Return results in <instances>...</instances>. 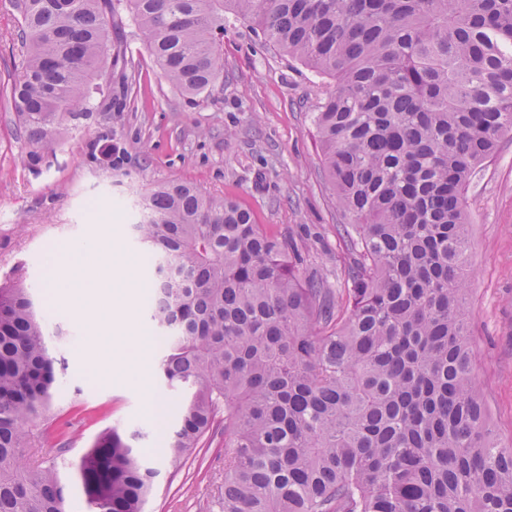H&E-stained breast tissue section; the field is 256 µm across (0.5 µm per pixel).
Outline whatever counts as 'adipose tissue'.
<instances>
[{
	"label": "adipose tissue",
	"mask_w": 512,
	"mask_h": 512,
	"mask_svg": "<svg viewBox=\"0 0 512 512\" xmlns=\"http://www.w3.org/2000/svg\"><path fill=\"white\" fill-rule=\"evenodd\" d=\"M137 262L93 244L54 252L45 274V295L51 306L79 310L99 328L85 350L90 376L118 375L130 390L146 388L147 343L133 324L140 296Z\"/></svg>",
	"instance_id": "obj_1"
}]
</instances>
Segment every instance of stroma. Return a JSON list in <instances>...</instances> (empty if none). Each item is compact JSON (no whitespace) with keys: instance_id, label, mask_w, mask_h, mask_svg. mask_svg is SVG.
I'll return each instance as SVG.
<instances>
[{"instance_id":"35a3bbf8","label":"stroma","mask_w":512,"mask_h":512,"mask_svg":"<svg viewBox=\"0 0 512 512\" xmlns=\"http://www.w3.org/2000/svg\"><path fill=\"white\" fill-rule=\"evenodd\" d=\"M20 19L0 0V281L24 267L29 287L42 289L46 257L91 239L137 257V278L151 287L153 270L132 235L136 194L155 182L180 180L228 196L249 209L268 234L292 240L304 276L340 287L344 263L336 227L346 218L325 174L312 114L332 88L323 78L265 41L260 30L224 18V78L209 92L187 98L155 65L128 10L112 19L110 51L117 64L99 84L116 105L69 125L30 166V147L10 107L21 45ZM471 219L472 285L467 300L474 371L491 426L512 442V140H503L471 182L465 198ZM51 349L66 370L54 406L71 423L67 442L43 438L35 453L77 459L108 426L143 427L145 458L157 486L147 512H224V432L209 435L199 452L172 468L166 448L179 395L157 374L164 343L145 309L148 393L127 390L116 378H89L82 350L89 325L42 305ZM67 342L54 340L57 330ZM160 401L159 417L145 411Z\"/></svg>"}]
</instances>
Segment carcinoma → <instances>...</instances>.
<instances>
[{
	"instance_id": "obj_1",
	"label": "carcinoma",
	"mask_w": 512,
	"mask_h": 512,
	"mask_svg": "<svg viewBox=\"0 0 512 512\" xmlns=\"http://www.w3.org/2000/svg\"><path fill=\"white\" fill-rule=\"evenodd\" d=\"M187 97L224 76V13L336 84L315 113L349 223L343 287L237 202L185 182L141 194L138 245L167 336L158 374L186 397L181 462L224 423V512H512V445L480 396L465 302L464 194L512 135V0H125ZM10 100L36 164L63 127L112 111L97 77L114 0H13ZM24 274L0 284V512H68L49 430L65 362ZM148 433L103 430L77 465L86 512H145Z\"/></svg>"
}]
</instances>
